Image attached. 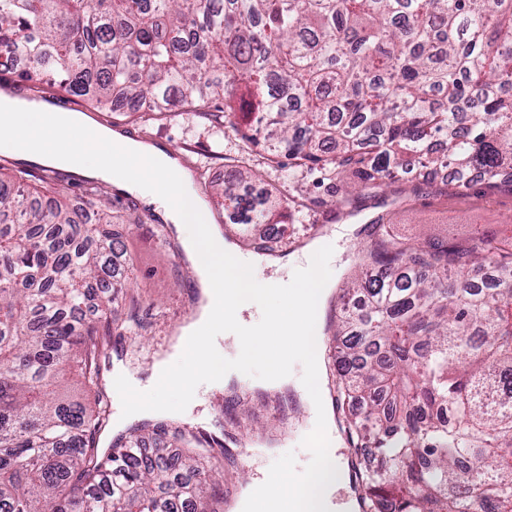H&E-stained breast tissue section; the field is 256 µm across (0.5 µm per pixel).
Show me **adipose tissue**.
<instances>
[{
  "label": "adipose tissue",
  "instance_id": "adipose-tissue-1",
  "mask_svg": "<svg viewBox=\"0 0 512 512\" xmlns=\"http://www.w3.org/2000/svg\"><path fill=\"white\" fill-rule=\"evenodd\" d=\"M81 142L66 146L62 140L73 132ZM112 152L110 164H98L101 150ZM0 152L80 175L112 183L157 206L163 218L180 235L183 248L195 268L204 303L195 320L180 330L175 353L197 350L199 372L229 383L237 368L217 363L215 353L223 335L233 337L242 362L260 358L263 342L277 338L279 351L269 364L265 381L269 387H284L291 380L288 363L304 355L308 376L301 388L304 401L316 413L320 429L314 438L319 451L313 466L296 477L284 466L266 474L262 481L246 485L238 512H334L333 494L345 484L344 466L335 457L332 413L322 395L323 307L330 292L331 277L325 265L335 251V239H321L302 253L305 266L279 304L264 321L242 319L243 310L258 305L277 290L273 279L259 277V259L242 260L233 245L206 216V206L191 189V175L178 156L165 148L102 128L87 115L7 96L0 98Z\"/></svg>",
  "mask_w": 512,
  "mask_h": 512
}]
</instances>
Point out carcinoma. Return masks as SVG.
<instances>
[{
	"label": "carcinoma",
	"instance_id": "cac0c4a2",
	"mask_svg": "<svg viewBox=\"0 0 512 512\" xmlns=\"http://www.w3.org/2000/svg\"><path fill=\"white\" fill-rule=\"evenodd\" d=\"M2 57L30 101L53 85L143 124L223 120L338 182L342 209L433 167L512 192V0H0ZM217 197L242 234L302 223L238 165ZM114 223L101 182L72 204L0 176V512H218L216 438L144 422L99 447L100 336L129 285ZM368 236L334 333L364 512H512V248L409 243L384 214Z\"/></svg>",
	"mask_w": 512,
	"mask_h": 512
}]
</instances>
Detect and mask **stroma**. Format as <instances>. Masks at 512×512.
<instances>
[{"label":"stroma","mask_w":512,"mask_h":512,"mask_svg":"<svg viewBox=\"0 0 512 512\" xmlns=\"http://www.w3.org/2000/svg\"><path fill=\"white\" fill-rule=\"evenodd\" d=\"M121 128L127 135L143 138L159 146L187 153L190 160L206 167V183L196 189L207 206H215L214 187L224 180L228 165L246 164L260 178L286 199L304 202L302 224L296 225L289 252H298L310 242V227L324 224L335 227L352 223L348 213L339 211L341 192L336 184L325 180L319 171L291 172L269 166L262 158L243 159L240 139L227 126L216 127L211 121L194 112L168 115L149 125L124 119ZM114 209L136 216L124 238L123 261L135 266V285L128 289L120 320L135 317L134 333L111 335L105 339L106 353L123 351L122 362L139 379H147L153 364L168 351L173 326H185L197 311L198 290L190 261L184 260L179 240L164 247L156 239L164 220L154 206L136 194L113 189ZM359 214L373 217L389 216L392 230L402 237L420 239H450L464 241L482 232L501 239L512 236V193L490 187L487 182L472 181L469 188H424L403 203L396 191L360 200ZM366 235H352L341 240L343 264L336 276L328 304L352 305L347 284L358 263V250L366 244ZM278 352L276 342L265 345V357L248 363L241 380L230 387L209 385L196 369L194 354H186L172 369L169 379L143 390L140 399L145 403L164 402L168 410L163 422L187 427L194 431L217 433L224 443V456L217 470V491L238 492L245 483L264 472L278 468L280 460L272 455L277 446H286L295 472H302L315 450L304 439L312 427L311 414L299 394L291 388L262 390L253 387L259 376ZM234 397L235 406L225 410L227 397ZM251 444L252 454L237 460L236 453L244 444Z\"/></svg>","instance_id":"obj_1"}]
</instances>
